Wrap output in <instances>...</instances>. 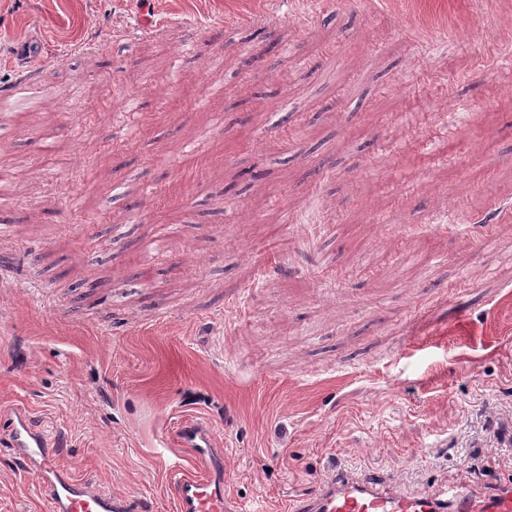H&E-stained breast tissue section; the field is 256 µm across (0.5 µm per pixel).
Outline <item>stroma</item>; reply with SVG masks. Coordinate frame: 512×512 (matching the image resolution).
Listing matches in <instances>:
<instances>
[{"label": "stroma", "instance_id": "35a3bbf8", "mask_svg": "<svg viewBox=\"0 0 512 512\" xmlns=\"http://www.w3.org/2000/svg\"><path fill=\"white\" fill-rule=\"evenodd\" d=\"M308 9L0 0V81L40 77L0 171L47 209L0 236V417L27 410L131 512H177L159 453L186 420L212 423L242 512H284L334 468L507 480L466 460L496 455L483 426L512 404V0H331L330 27ZM250 17L278 47L226 25ZM412 68L435 93L425 145L404 128ZM284 102L318 115L291 142L267 122ZM204 158L189 197L99 223L124 168L142 187ZM0 512H49L2 442Z\"/></svg>", "mask_w": 512, "mask_h": 512}]
</instances>
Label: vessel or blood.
<instances>
[{"mask_svg":"<svg viewBox=\"0 0 512 512\" xmlns=\"http://www.w3.org/2000/svg\"><path fill=\"white\" fill-rule=\"evenodd\" d=\"M8 445L37 484L47 490L50 512H130L124 496L106 493L65 474L53 444L16 409L5 422ZM180 454L166 461L178 512H225L224 463L212 427L187 421L177 430ZM286 512H512V484L480 492L467 485L411 492L375 478L337 471L306 497L289 501Z\"/></svg>","mask_w":512,"mask_h":512,"instance_id":"vessel-or-blood-1","label":"vessel or blood"}]
</instances>
